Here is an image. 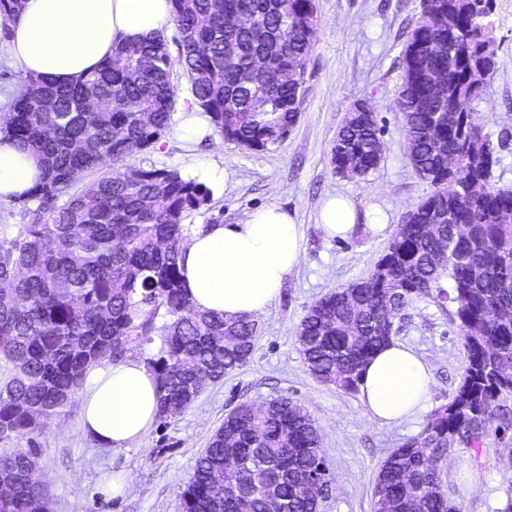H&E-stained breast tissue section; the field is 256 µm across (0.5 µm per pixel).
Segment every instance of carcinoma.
<instances>
[{
	"instance_id": "1",
	"label": "carcinoma",
	"mask_w": 512,
	"mask_h": 512,
	"mask_svg": "<svg viewBox=\"0 0 512 512\" xmlns=\"http://www.w3.org/2000/svg\"><path fill=\"white\" fill-rule=\"evenodd\" d=\"M177 59L195 103L227 141L272 151L300 116L317 23L315 0H172ZM402 51L397 96L412 164L430 191L402 217L368 275L314 302L297 326L304 363L317 380L358 390L367 360L392 342L406 308L428 297L455 304L449 319L464 350L462 381L422 433L394 449L377 471L374 512H460L459 487L439 463L458 449L482 458L503 445L512 472V190L493 183L499 159L471 102L497 71L492 4L420 0ZM22 0H0L17 22ZM255 19L251 27L234 23ZM265 62L252 68L254 57ZM176 104L164 37L120 46L101 68L69 86L28 79L0 131L32 149L44 176L28 193L30 222L0 241V512H47L35 478L39 437L66 415L85 369L118 361L164 333L147 361L167 428L202 392L251 358L256 323L193 306L182 288L186 213L210 201L206 186L176 169L133 167L101 174L68 202L72 175L98 172L153 146ZM382 129L351 107L330 161L341 177L366 175L381 160ZM463 166L441 169L450 156ZM448 287H443V281ZM160 318L168 319L157 326ZM231 471L223 485L217 476ZM321 435L287 396L261 409L242 403L197 457L182 512H309V484L329 481Z\"/></svg>"
}]
</instances>
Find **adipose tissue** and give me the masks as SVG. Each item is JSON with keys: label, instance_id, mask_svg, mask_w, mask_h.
Segmentation results:
<instances>
[{"label": "adipose tissue", "instance_id": "ef3b65f1", "mask_svg": "<svg viewBox=\"0 0 512 512\" xmlns=\"http://www.w3.org/2000/svg\"><path fill=\"white\" fill-rule=\"evenodd\" d=\"M172 19L170 0H24L8 55L24 75L65 85L96 70L115 46L139 43ZM42 175L34 153L0 133V200L23 195ZM361 218L373 231L385 227L382 216L358 215L344 196L326 199L317 222L328 236L344 239ZM303 252L295 216L269 205L245 213L237 223L192 231L181 256L184 287L198 309L255 317L279 297ZM430 383L428 365L393 343L364 365L359 399L372 420L398 423L421 405ZM79 405L84 434L107 448H130L157 420L156 380L135 356L98 361L84 372Z\"/></svg>", "mask_w": 512, "mask_h": 512}]
</instances>
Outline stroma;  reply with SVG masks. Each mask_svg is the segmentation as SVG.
Returning a JSON list of instances; mask_svg holds the SVG:
<instances>
[{"mask_svg":"<svg viewBox=\"0 0 512 512\" xmlns=\"http://www.w3.org/2000/svg\"><path fill=\"white\" fill-rule=\"evenodd\" d=\"M318 22L300 118L276 150L257 152L225 141L211 123L184 133L199 114L181 67L173 69L177 105L159 144L111 165L175 169L204 184L210 202L190 212L188 229L233 224L251 210L277 204L294 213L304 235V254L269 311L257 317L250 361L223 380L207 384L168 428L153 427L141 446L112 450L83 434L78 411L50 423L41 437L45 452L39 479L52 512H180V496L197 456L225 416L242 403L283 395L302 404L322 437L332 482L318 512H372L379 465L407 438L419 434L436 407L459 387L464 353L447 306L416 299L399 321V342L430 367L429 395L408 420L380 425L368 418L357 394L320 382L306 369L296 336L306 306L365 277L401 223L427 192L401 135L396 95L399 59L420 17V0H316ZM491 19L499 45L498 68L471 110L492 137L512 133V0H493ZM368 105L383 128L384 153L377 170L343 178L334 174L330 149L354 103ZM350 196L359 211L384 212L386 228L360 230L346 239L327 237L316 219L324 199ZM460 489L461 512H500L508 485L495 452L473 463L460 449L440 465ZM130 483L127 494L107 488L113 475Z\"/></svg>","mask_w":512,"mask_h":512,"instance_id":"1","label":"stroma"}]
</instances>
